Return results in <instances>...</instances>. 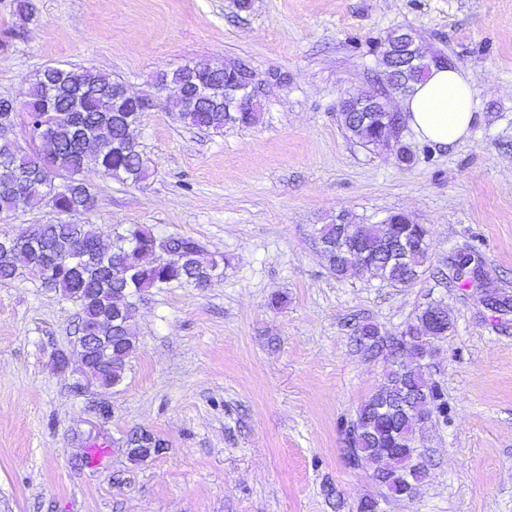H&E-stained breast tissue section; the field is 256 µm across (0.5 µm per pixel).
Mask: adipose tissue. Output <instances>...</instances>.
I'll return each mask as SVG.
<instances>
[{
  "instance_id": "adipose-tissue-1",
  "label": "adipose tissue",
  "mask_w": 512,
  "mask_h": 512,
  "mask_svg": "<svg viewBox=\"0 0 512 512\" xmlns=\"http://www.w3.org/2000/svg\"><path fill=\"white\" fill-rule=\"evenodd\" d=\"M401 106L418 137L448 147L464 141L474 121L470 75L452 68H431Z\"/></svg>"
}]
</instances>
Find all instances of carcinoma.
I'll use <instances>...</instances> for the list:
<instances>
[{
  "label": "carcinoma",
  "instance_id": "1",
  "mask_svg": "<svg viewBox=\"0 0 512 512\" xmlns=\"http://www.w3.org/2000/svg\"><path fill=\"white\" fill-rule=\"evenodd\" d=\"M185 68L156 76L153 87L161 90L178 85ZM425 73L400 64L383 66L379 83L413 92ZM122 82L90 70L47 67L31 79L24 102L31 140H42L48 150L37 154L15 141L0 140V214L10 215L19 207L48 200L58 219L48 224H33L15 235L8 248L0 246V280H12L33 268L46 270L39 278L41 287L78 304L81 331L91 336L85 355L86 369L102 386H115L124 377L127 360L135 348L130 320L140 294L179 283L205 287L220 275L215 262L201 258V246L189 236L160 237L151 229L136 225L104 242V232L94 224L78 220L90 210L93 196L85 173L95 169L118 182L138 183L146 168L134 131L140 123L142 105L130 104L114 94ZM261 104L255 102L249 112H226L224 103L200 101L179 111L187 125L220 132L236 126L259 122ZM341 126L350 138L372 152H379L378 132L364 121V113L355 108L338 113ZM50 177L40 191L19 193L22 182ZM352 225L345 215L316 229L320 244L334 246L338 236ZM355 229L375 253L364 264L344 251L325 257L330 271L344 278L355 270L367 272L392 287L405 288L420 276L428 259V248L419 231L407 224H357ZM405 239L408 250L404 263L387 261L381 248ZM80 252L89 261L79 269L63 264L64 255ZM472 254L451 257L452 283L471 282ZM443 312L445 329L452 326L448 307L442 302L428 303L417 315L416 323L403 341L381 335L377 326L359 328V347L371 356L391 359L377 390L358 407L355 417L364 430L353 429L354 421L344 429L347 462L356 469H369L378 488L359 503L360 512H373L388 498H412L426 478L420 440L425 422L436 414H446L448 404L441 387L426 374V365L407 362L408 351L416 355L434 342L423 331L425 313L432 308ZM143 443L133 447L129 457L140 461L150 456L152 435L139 433Z\"/></svg>",
  "mask_w": 512,
  "mask_h": 512
}]
</instances>
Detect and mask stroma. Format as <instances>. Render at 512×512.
<instances>
[{"label": "stroma", "mask_w": 512, "mask_h": 512, "mask_svg": "<svg viewBox=\"0 0 512 512\" xmlns=\"http://www.w3.org/2000/svg\"><path fill=\"white\" fill-rule=\"evenodd\" d=\"M0 0V97L24 99L49 65L126 82L149 106L146 176L89 172L85 221L196 239L221 277L137 300L123 381L77 363L74 302L23 275L0 281V512H356L376 485L346 461L343 428L386 368L352 322L397 333L432 301L453 326L429 371L448 398L428 423L429 478L385 512H512V309L450 286L449 257L479 250L488 287L512 297V0ZM415 30L471 74L476 121L442 149L404 127L403 164L350 140L339 101L375 86L382 44ZM238 59L263 114L221 132L185 126L156 73ZM348 213L405 214L428 231L412 286L337 279L314 235ZM65 358L57 366V358ZM162 444L131 461L127 438Z\"/></svg>", "instance_id": "obj_1"}]
</instances>
